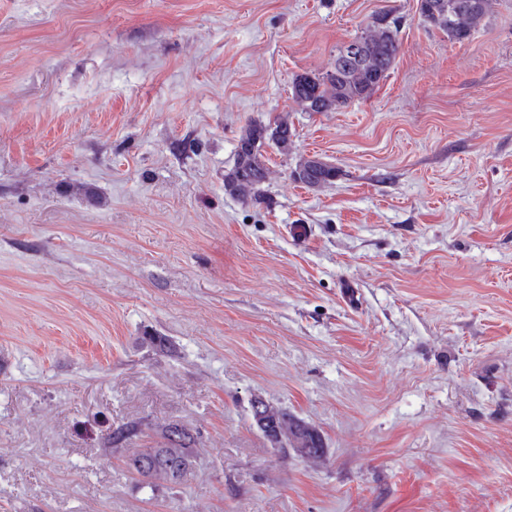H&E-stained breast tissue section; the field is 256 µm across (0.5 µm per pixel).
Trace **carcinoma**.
I'll return each mask as SVG.
<instances>
[{
	"label": "carcinoma",
	"instance_id": "1",
	"mask_svg": "<svg viewBox=\"0 0 512 512\" xmlns=\"http://www.w3.org/2000/svg\"><path fill=\"white\" fill-rule=\"evenodd\" d=\"M490 0H417L420 18L429 26L448 35V41L462 43L485 18ZM364 53L360 62H331L322 75L298 74L293 78L291 98L304 112H332L355 101L369 97L388 77L400 52L395 20L378 14L361 35L354 38ZM294 132L288 120L274 123H251L241 134L233 168L224 176V191L245 203L264 198L263 185L268 177L266 148L273 147L286 154L293 143ZM339 170L313 156L300 160L291 172L294 181L315 189L336 180ZM284 442L274 444L283 454L293 451L302 456L323 457L326 444L323 436L304 420L279 410L275 413ZM171 426L163 431V442L154 448H143L125 461L127 469L151 485L155 482L178 483L195 467L192 435L173 438Z\"/></svg>",
	"mask_w": 512,
	"mask_h": 512
}]
</instances>
